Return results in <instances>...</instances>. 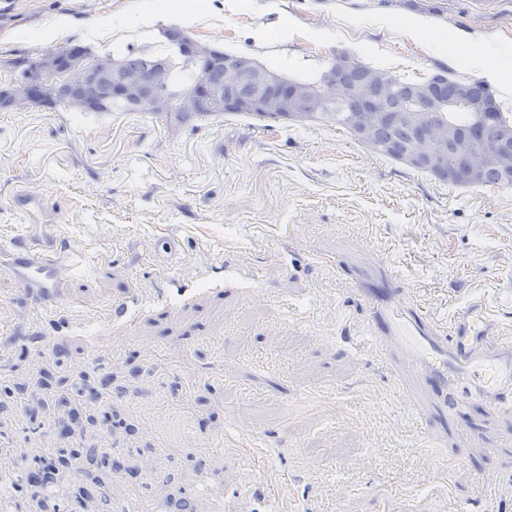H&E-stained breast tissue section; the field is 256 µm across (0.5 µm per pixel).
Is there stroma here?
<instances>
[{
    "mask_svg": "<svg viewBox=\"0 0 512 512\" xmlns=\"http://www.w3.org/2000/svg\"><path fill=\"white\" fill-rule=\"evenodd\" d=\"M162 2L0 0V61L89 28L118 58L181 27L293 79L340 53L416 79L464 74L476 37L512 81V0H187L188 25ZM19 185L75 264L62 308L0 269L13 512H100L103 490L148 512H512V407L445 418L431 382L401 397L360 299L389 287L447 334L477 302L512 337V186L438 181L333 126L67 105L0 109V253L29 234ZM12 202L20 210L26 224L42 225L58 223L55 220L42 222V205L40 199L36 195L25 191L20 192L13 197Z\"/></svg>",
    "mask_w": 512,
    "mask_h": 512,
    "instance_id": "35a3bbf8",
    "label": "stroma"
}]
</instances>
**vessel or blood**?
I'll return each instance as SVG.
<instances>
[{
	"mask_svg": "<svg viewBox=\"0 0 512 512\" xmlns=\"http://www.w3.org/2000/svg\"><path fill=\"white\" fill-rule=\"evenodd\" d=\"M12 202L25 223H41L42 205L36 195L24 191ZM71 267L70 253L53 234L30 236L0 259V268L23 292L56 307L71 300ZM362 300L378 317L375 345H382L388 336L401 342L392 361L395 378L410 375L452 387L459 404L480 399L495 405L512 397V340L494 336L480 304L462 313L451 335L437 338L422 310L413 306L394 309L375 294H363Z\"/></svg>",
	"mask_w": 512,
	"mask_h": 512,
	"instance_id": "1",
	"label": "vessel or blood"
}]
</instances>
